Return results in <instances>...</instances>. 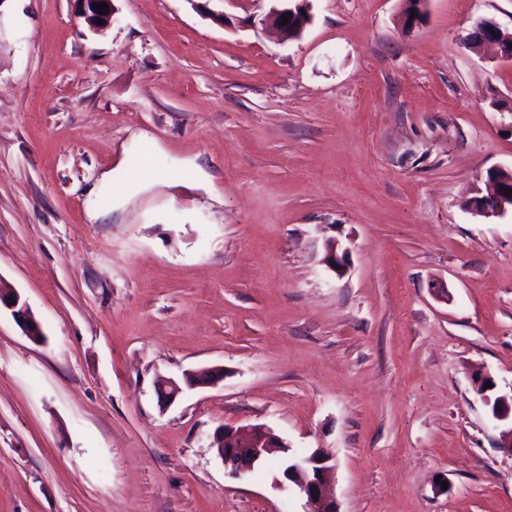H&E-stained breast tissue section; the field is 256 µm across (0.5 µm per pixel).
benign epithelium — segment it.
<instances>
[{"label": "benign epithelium", "instance_id": "7a95c632", "mask_svg": "<svg viewBox=\"0 0 512 512\" xmlns=\"http://www.w3.org/2000/svg\"><path fill=\"white\" fill-rule=\"evenodd\" d=\"M79 6L80 16L92 27L97 21L108 24L112 21L115 10L112 0H75ZM282 6L272 7L268 12L258 18V23L275 29L282 41L291 40L290 31L296 29L303 31L310 22L307 8L309 0H297L291 6V0H280ZM105 3L108 9L99 11L96 5ZM292 15L288 22L282 21V15ZM470 39L493 42L498 46L500 57L512 59V33H503L491 19L479 21ZM503 169H495L491 173V182L494 190L492 195L480 197L471 202L474 210L486 217L501 216L512 211V193H505V188H512V180L499 178ZM324 263L332 271L340 274L344 271L345 255L338 254L336 244L326 243ZM0 305L10 309L13 317L23 329L26 336L35 339L42 334L39 322L34 317L28 304L16 292H5L0 289ZM215 379V373L210 369L187 372L182 378L163 379L156 385L157 400L160 408L170 407L185 391L204 387ZM494 417L499 421L512 419V394H503L497 397V405L493 411ZM217 453L224 468L233 478H240L243 474L253 470L255 466L268 455L280 453L285 455L281 469V478L276 480L280 486L288 484L295 487L306 499L307 512H339L336 505L334 488L328 483L327 475L335 468L333 457L322 448L314 450L311 454L295 458L289 456V445L273 430L263 425L241 426L237 428L226 427L217 436Z\"/></svg>", "mask_w": 512, "mask_h": 512}]
</instances>
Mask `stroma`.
Returning a JSON list of instances; mask_svg holds the SVG:
<instances>
[{"mask_svg": "<svg viewBox=\"0 0 512 512\" xmlns=\"http://www.w3.org/2000/svg\"><path fill=\"white\" fill-rule=\"evenodd\" d=\"M113 5L0 0V283L45 335L0 310V512H306L278 456L225 475L250 424L340 512H512L473 384L512 392V213L466 207L512 170V60L466 41L512 0H310L286 43L270 0ZM79 6L80 16L92 27L100 26L97 24L98 19H101L103 25L112 21L115 10L113 8L112 0H74ZM107 3L108 10L97 11L96 4ZM216 374L210 370H200L184 373L182 379H162L156 385L157 400L160 408L170 407L185 390L204 387L215 379ZM216 439L218 456L231 477L238 479L268 455L280 453L286 457L276 480L279 486H294L306 499V512H340L327 480L335 468L328 451L318 448L308 456L291 457L288 442L263 425L224 427Z\"/></svg>", "mask_w": 512, "mask_h": 512, "instance_id": "stroma-1", "label": "stroma"}]
</instances>
